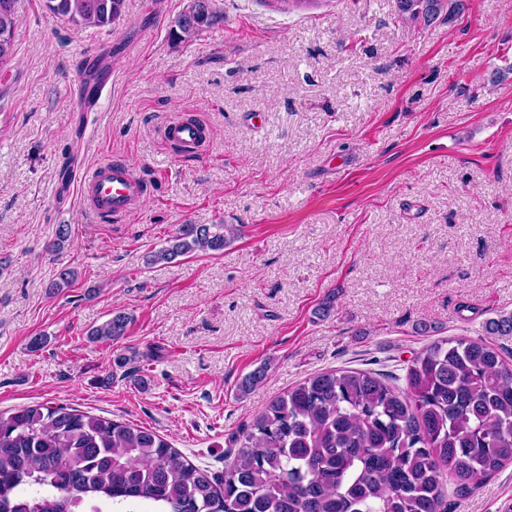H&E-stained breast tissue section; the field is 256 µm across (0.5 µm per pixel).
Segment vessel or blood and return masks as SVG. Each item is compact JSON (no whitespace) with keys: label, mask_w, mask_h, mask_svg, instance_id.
Listing matches in <instances>:
<instances>
[{"label":"vessel or blood","mask_w":512,"mask_h":512,"mask_svg":"<svg viewBox=\"0 0 512 512\" xmlns=\"http://www.w3.org/2000/svg\"><path fill=\"white\" fill-rule=\"evenodd\" d=\"M107 80L79 81L73 94L82 111L97 107L107 90ZM164 139L189 150H197L206 137L202 125L182 116L170 120L162 129ZM147 193V184L125 163L108 159L100 162L82 178L81 197L95 221L117 219L133 209Z\"/></svg>","instance_id":"obj_1"}]
</instances>
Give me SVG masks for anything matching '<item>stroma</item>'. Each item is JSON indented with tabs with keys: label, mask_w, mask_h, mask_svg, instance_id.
<instances>
[{
	"label": "stroma",
	"mask_w": 512,
	"mask_h": 512,
	"mask_svg": "<svg viewBox=\"0 0 512 512\" xmlns=\"http://www.w3.org/2000/svg\"><path fill=\"white\" fill-rule=\"evenodd\" d=\"M189 3L124 0L112 25L84 28L18 0L0 66V410L144 426L219 476L233 436L305 378L356 369L402 389L432 338L477 339L512 314V74L497 75L512 0L428 24L398 0H221L223 25L182 42ZM97 49L109 90L80 112L69 86ZM177 114L204 126L201 152L163 141ZM113 158L147 194L93 223L79 181ZM182 224L236 234L146 264ZM64 267L75 283L51 292ZM116 310L125 335L90 340ZM447 503L512 512V465Z\"/></svg>",
	"instance_id": "1"
}]
</instances>
